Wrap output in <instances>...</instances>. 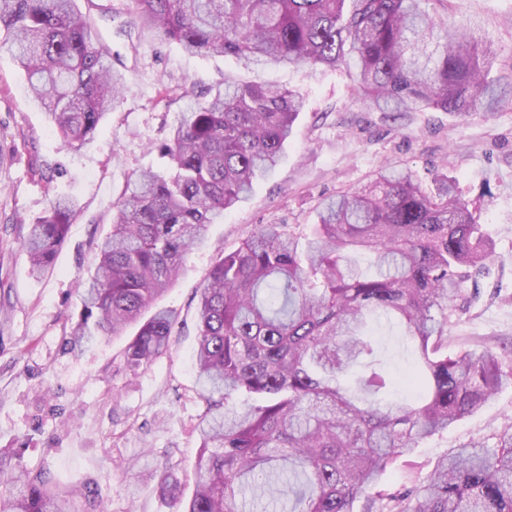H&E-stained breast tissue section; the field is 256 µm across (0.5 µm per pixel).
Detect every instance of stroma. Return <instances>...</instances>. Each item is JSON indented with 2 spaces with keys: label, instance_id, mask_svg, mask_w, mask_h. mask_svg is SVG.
I'll list each match as a JSON object with an SVG mask.
<instances>
[{
  "label": "stroma",
  "instance_id": "35a3bbf8",
  "mask_svg": "<svg viewBox=\"0 0 512 512\" xmlns=\"http://www.w3.org/2000/svg\"><path fill=\"white\" fill-rule=\"evenodd\" d=\"M113 69L125 83L95 138L63 147L45 114L27 97L26 78L0 48V451L22 448L23 462L49 471L59 489L97 486L108 512H170L142 477L164 467L190 482L207 403L194 370L198 291L215 261L264 224L308 236L321 201L367 185L392 164L425 185L445 174L476 207L495 259L465 284L468 301L448 324L449 350L492 349L512 363V100L466 119L426 109L388 118L357 101L344 70L267 66L241 69L224 56L186 53L174 41L134 26L133 0H77ZM449 18L478 21L491 40V77L512 72V0H451ZM272 82L303 97L283 160L247 201L210 225L187 258L163 306L179 317L165 355L127 372L123 353L136 332L76 345L78 277L96 262L115 204L139 171L159 169L164 141L196 94L224 78ZM59 195L76 211L53 271L31 274L19 244ZM379 359L396 375L414 358L394 320L375 327ZM512 423V380L475 414L416 451L419 476L464 445L496 447Z\"/></svg>",
  "mask_w": 512,
  "mask_h": 512
}]
</instances>
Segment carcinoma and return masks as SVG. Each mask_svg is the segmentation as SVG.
Returning a JSON list of instances; mask_svg holds the SVG:
<instances>
[{"mask_svg": "<svg viewBox=\"0 0 512 512\" xmlns=\"http://www.w3.org/2000/svg\"><path fill=\"white\" fill-rule=\"evenodd\" d=\"M430 0H134L136 19L188 52L245 66L346 67L357 99L395 117L432 108L465 118L512 98V76L487 79L491 42L472 24L433 16ZM0 43L25 72L27 92L64 145L92 140L117 102L112 70L76 0H0ZM304 103L274 85L224 80L197 102L116 204L112 231L81 292L75 341L116 336L138 322L125 366L167 351L178 316L143 315L178 277L207 228L246 200L278 165ZM75 214L57 196L20 243L32 271L55 262ZM368 252L363 275L353 254ZM488 239L456 180L423 189L385 165L370 185L321 204L305 243L260 226L221 256L199 289L195 359L209 402L197 433L194 491L183 502L172 473L152 472L171 512H244L256 491L290 512H512V425L495 449L473 444L443 457L408 493L383 486L397 460L489 401L512 366L491 351L448 354V321L465 301ZM370 314L399 317L421 369L411 402H385L399 380L376 360ZM247 400L230 405L235 397ZM101 490L61 491L21 457L0 453V512H83Z\"/></svg>", "mask_w": 512, "mask_h": 512, "instance_id": "obj_1", "label": "carcinoma"}]
</instances>
